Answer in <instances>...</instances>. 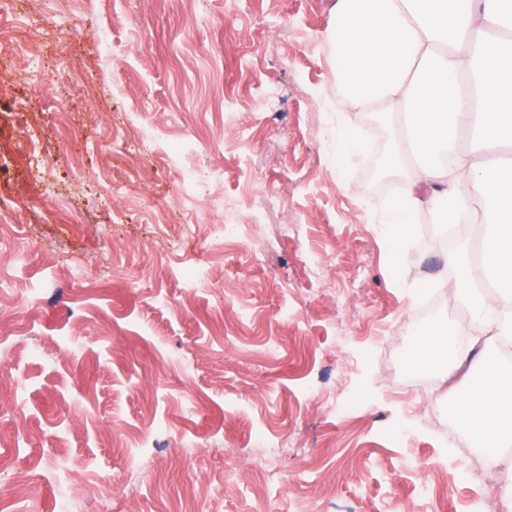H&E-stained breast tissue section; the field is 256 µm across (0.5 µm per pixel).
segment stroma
<instances>
[{
  "label": "stroma",
  "mask_w": 512,
  "mask_h": 512,
  "mask_svg": "<svg viewBox=\"0 0 512 512\" xmlns=\"http://www.w3.org/2000/svg\"><path fill=\"white\" fill-rule=\"evenodd\" d=\"M335 9L17 0L0 324L23 331L0 332V512L64 495L76 512H512V447L492 460L455 420L477 377L409 356L414 320L477 326L422 292L443 274L439 216L400 240L385 223L411 167L380 188L365 170L398 107L349 108ZM197 264L212 286L187 287Z\"/></svg>",
  "instance_id": "35a3bbf8"
}]
</instances>
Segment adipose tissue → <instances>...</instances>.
<instances>
[{
  "mask_svg": "<svg viewBox=\"0 0 512 512\" xmlns=\"http://www.w3.org/2000/svg\"><path fill=\"white\" fill-rule=\"evenodd\" d=\"M512 29V0H336L327 40L358 109L375 100L402 103L411 180L387 216L394 236L409 232L413 210L444 217L480 205L492 213L482 261L467 245L449 252L455 295L472 304L474 322L512 336V183L483 148L512 142V51L495 31ZM478 131L480 148L463 150ZM491 279L494 290L479 286ZM480 386L457 402L455 417L488 455L512 446V374L476 363Z\"/></svg>",
  "mask_w": 512,
  "mask_h": 512,
  "instance_id": "obj_1",
  "label": "adipose tissue"
}]
</instances>
